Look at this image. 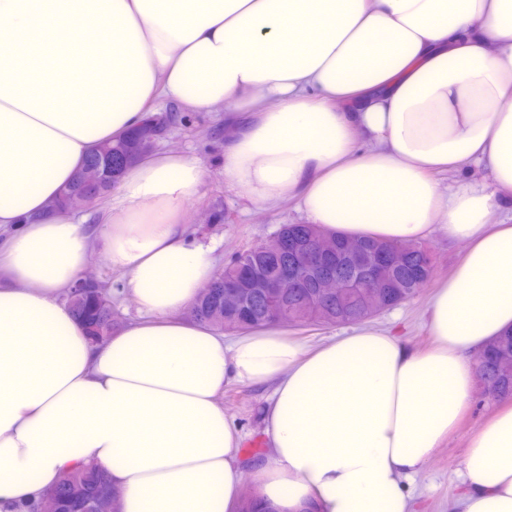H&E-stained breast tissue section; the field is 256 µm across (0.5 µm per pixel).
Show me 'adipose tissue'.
<instances>
[{
  "label": "adipose tissue",
  "mask_w": 512,
  "mask_h": 512,
  "mask_svg": "<svg viewBox=\"0 0 512 512\" xmlns=\"http://www.w3.org/2000/svg\"><path fill=\"white\" fill-rule=\"evenodd\" d=\"M0 512L93 462L121 512H237L242 429L264 405L269 512H411L469 405L473 356L512 330V0H0ZM238 114L220 161L250 205L296 200L327 234L468 248L432 347L354 329L316 351L191 319L216 277L184 205L196 158L151 151L88 226L50 210L87 156L173 102ZM490 170L495 182L443 187ZM101 247L142 313L91 343L63 296ZM459 512H512V405L470 438ZM272 387L271 383L264 385L234 384L225 388L224 396L221 398L225 412L237 420L244 433L241 444L243 458L241 481L244 491L256 492L258 474L266 461L267 437L262 420L263 404Z\"/></svg>",
  "instance_id": "obj_1"
}]
</instances>
